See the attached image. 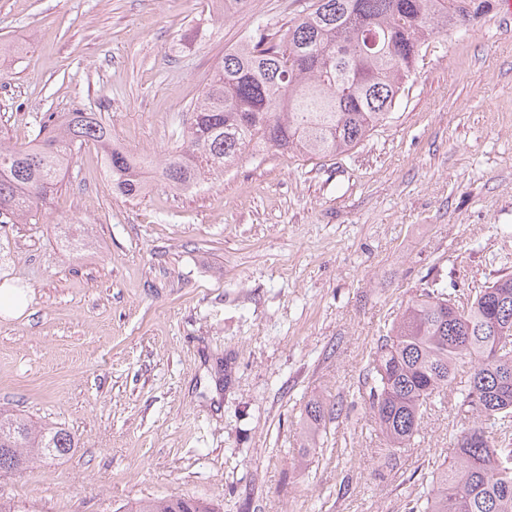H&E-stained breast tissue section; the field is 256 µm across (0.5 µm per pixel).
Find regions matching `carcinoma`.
<instances>
[{
    "label": "carcinoma",
    "mask_w": 512,
    "mask_h": 512,
    "mask_svg": "<svg viewBox=\"0 0 512 512\" xmlns=\"http://www.w3.org/2000/svg\"><path fill=\"white\" fill-rule=\"evenodd\" d=\"M491 0H313L282 35L258 27L217 64L192 110L182 143L159 163L112 139L99 112L66 113L44 135L16 145L0 135V224H28L63 186L72 148L101 149L112 190L135 199L152 181L189 190L249 152L329 156L363 141L389 116L426 40L470 24ZM512 273L458 306L434 279L416 290L379 337L363 387L372 421L391 454L420 436L427 409L451 406L469 418L452 457L431 472L407 512H512ZM309 447L333 410L305 409ZM76 447L62 427L0 411V473L21 472ZM132 512H219L212 502L170 497Z\"/></svg>",
    "instance_id": "obj_1"
}]
</instances>
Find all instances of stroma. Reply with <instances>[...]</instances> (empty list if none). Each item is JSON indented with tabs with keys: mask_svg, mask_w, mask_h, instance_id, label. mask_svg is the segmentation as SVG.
<instances>
[{
	"mask_svg": "<svg viewBox=\"0 0 512 512\" xmlns=\"http://www.w3.org/2000/svg\"><path fill=\"white\" fill-rule=\"evenodd\" d=\"M432 35L389 119L345 154L245 155L193 191L113 192L73 149L36 224L0 228V408L68 429L69 455L0 475L20 512H406L449 457L450 406L388 455L358 394L421 282L470 293L512 269V18ZM310 0H0V129L78 108L162 159L225 51ZM340 408L294 467L312 396ZM132 512H218L219 507L212 502L194 498L170 497L140 501Z\"/></svg>",
	"mask_w": 512,
	"mask_h": 512,
	"instance_id": "1",
	"label": "stroma"
}]
</instances>
